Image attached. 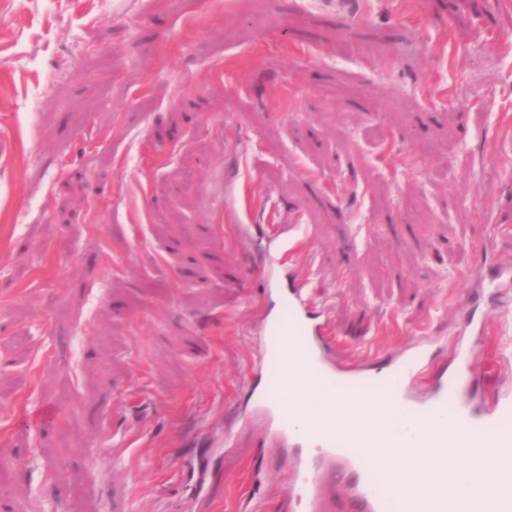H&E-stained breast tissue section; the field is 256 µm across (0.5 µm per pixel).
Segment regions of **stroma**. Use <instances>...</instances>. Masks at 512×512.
Listing matches in <instances>:
<instances>
[{"instance_id":"35a3bbf8","label":"stroma","mask_w":512,"mask_h":512,"mask_svg":"<svg viewBox=\"0 0 512 512\" xmlns=\"http://www.w3.org/2000/svg\"><path fill=\"white\" fill-rule=\"evenodd\" d=\"M299 226L339 366L480 323L512 395V0H0V512H294L243 379Z\"/></svg>"}]
</instances>
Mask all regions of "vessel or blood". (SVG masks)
<instances>
[{"label": "vessel or blood", "mask_w": 512, "mask_h": 512, "mask_svg": "<svg viewBox=\"0 0 512 512\" xmlns=\"http://www.w3.org/2000/svg\"><path fill=\"white\" fill-rule=\"evenodd\" d=\"M303 281L290 282L279 293L280 307L287 310V318H274L267 326V337L261 351L263 364L275 363L282 349L284 324L294 326L300 341L309 346L325 378L338 381L341 390L357 400L370 393L375 386L372 379L360 373L337 372L329 365L325 347V324L314 312L313 305L303 301ZM469 383L466 362H459L450 383L440 384L432 398L414 401L409 399L398 375H390L385 383L386 395L394 408L413 420L421 431L422 440L431 446L436 466H443L448 434L465 440L462 452L470 460L485 463L487 469L502 484L512 485V457L507 448L512 447V429L499 426L498 420L512 416V402H495L483 414H475L467 404L454 401L453 396ZM445 416L447 435L434 436L432 421ZM350 436L333 433L311 440L308 455L297 456L292 467L291 493L294 504L303 506L305 512H322L327 467H336L360 473L361 478L349 489V496L358 512H389L391 501L381 494L376 482L368 477L371 459L367 455L351 453ZM458 505L453 498L434 499L418 493L408 498L407 512H456ZM468 512H512V495L485 499L473 498Z\"/></svg>", "instance_id": "1"}]
</instances>
